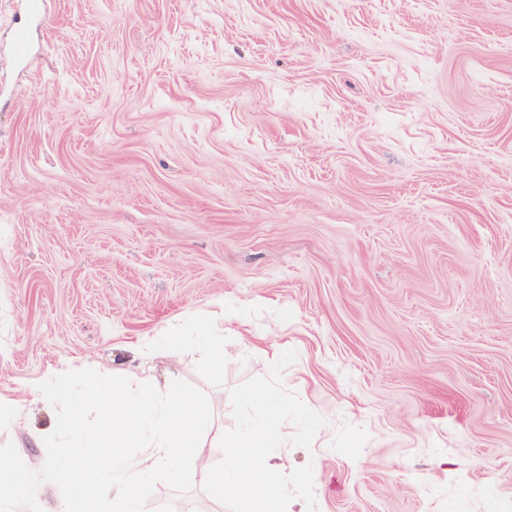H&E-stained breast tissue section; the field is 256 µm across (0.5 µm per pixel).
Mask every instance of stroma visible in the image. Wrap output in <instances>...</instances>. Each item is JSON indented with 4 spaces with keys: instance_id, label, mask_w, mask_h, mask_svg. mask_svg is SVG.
Instances as JSON below:
<instances>
[{
    "instance_id": "35a3bbf8",
    "label": "stroma",
    "mask_w": 512,
    "mask_h": 512,
    "mask_svg": "<svg viewBox=\"0 0 512 512\" xmlns=\"http://www.w3.org/2000/svg\"><path fill=\"white\" fill-rule=\"evenodd\" d=\"M0 0V446L46 374L282 382L317 512H512V0ZM26 33L24 54L14 41ZM220 318L225 380L138 351ZM144 512H227L193 481Z\"/></svg>"
}]
</instances>
